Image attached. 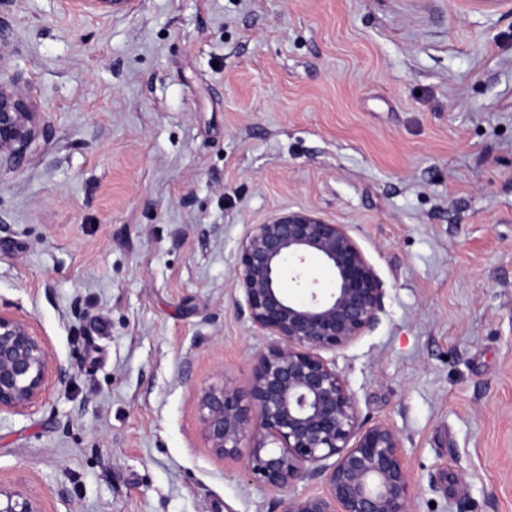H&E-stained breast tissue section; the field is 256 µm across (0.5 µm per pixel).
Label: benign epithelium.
<instances>
[{
  "label": "benign epithelium",
  "mask_w": 512,
  "mask_h": 512,
  "mask_svg": "<svg viewBox=\"0 0 512 512\" xmlns=\"http://www.w3.org/2000/svg\"><path fill=\"white\" fill-rule=\"evenodd\" d=\"M88 13H110L134 0H66ZM29 97L0 71V159L16 160L35 139ZM318 256L333 269L327 294L302 279ZM308 291L296 302L284 277ZM236 285L251 322L274 338L256 362L248 396L229 384L197 391L202 435L220 458H246L249 478L283 493L282 512H410L414 496L394 425L361 418L355 395L321 352L348 346L378 321L384 288L344 224L315 210H288L255 224L242 241ZM65 382L31 321L0 311V415L41 405L50 378ZM323 479L321 495L288 496L302 479ZM0 512H46L39 496L0 485Z\"/></svg>",
  "instance_id": "7a95c632"
}]
</instances>
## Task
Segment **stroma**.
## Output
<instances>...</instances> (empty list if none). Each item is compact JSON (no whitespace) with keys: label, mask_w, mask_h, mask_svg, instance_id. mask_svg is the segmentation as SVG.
Wrapping results in <instances>:
<instances>
[{"label":"stroma","mask_w":512,"mask_h":512,"mask_svg":"<svg viewBox=\"0 0 512 512\" xmlns=\"http://www.w3.org/2000/svg\"><path fill=\"white\" fill-rule=\"evenodd\" d=\"M38 134L0 164V310L65 383L0 419L46 512H279L196 390L271 337L238 249L281 209L347 225L385 288L326 352L399 431L413 512H512V13L479 0H0ZM78 10L88 13H112V8H124L132 4L134 0H66Z\"/></svg>","instance_id":"35a3bbf8"}]
</instances>
